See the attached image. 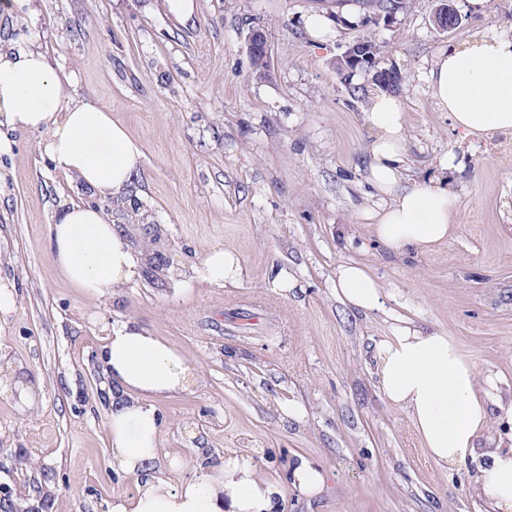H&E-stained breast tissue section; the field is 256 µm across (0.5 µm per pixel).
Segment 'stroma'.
<instances>
[{
  "label": "stroma",
  "mask_w": 512,
  "mask_h": 512,
  "mask_svg": "<svg viewBox=\"0 0 512 512\" xmlns=\"http://www.w3.org/2000/svg\"><path fill=\"white\" fill-rule=\"evenodd\" d=\"M195 2L185 22L165 0H25L22 15L0 13L1 51H41L74 77L78 100L109 105L144 149L131 189L108 198L54 168L40 134L11 133L0 155V284L16 297L0 351L39 390L30 410L0 393V483L35 502L31 480L49 474L44 512H107L134 491L112 467L101 360L112 324L130 320L198 369L196 384L156 403L160 472L172 482L228 450L269 478L301 455L330 477L312 497L288 489L279 512H493L477 478L484 451L512 448V138H462L425 73L471 34L512 35V0H461L462 24L447 33L433 25L434 0H409L388 26L364 23L355 0ZM312 15L328 19L324 37L308 29ZM256 25L271 48L262 80L245 47ZM359 37L405 77L408 177H433L447 154L464 165L448 184L456 233L434 250L395 255L368 232L377 199L362 114L377 88L335 65ZM67 202L107 209L141 255L120 295L91 299L53 265L47 227ZM214 248L239 255L237 285L194 278ZM349 261L383 285V311L337 298L336 269ZM281 268L294 288L274 286ZM402 317L449 336L493 379L478 452L459 467L436 464L379 388L377 347ZM288 402L302 419L282 414Z\"/></svg>",
  "instance_id": "stroma-1"
}]
</instances>
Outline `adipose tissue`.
Listing matches in <instances>:
<instances>
[{
	"label": "adipose tissue",
	"instance_id": "1",
	"mask_svg": "<svg viewBox=\"0 0 512 512\" xmlns=\"http://www.w3.org/2000/svg\"><path fill=\"white\" fill-rule=\"evenodd\" d=\"M425 81L462 137L512 135V38L473 35L449 45ZM73 85L38 50L0 54V126L41 134L42 150L55 168L100 196L119 194L138 175L142 146L113 119L109 106L75 100ZM363 121L373 133L368 181L379 196L374 237L397 254L445 243L457 218L455 199L441 179L404 183L407 128L399 98L375 95ZM49 234L53 264L88 297L119 294L140 275V259L99 207L66 205ZM198 274L219 288L232 285L241 274L240 260L232 251L215 249ZM335 288L356 309L384 307L382 285L359 263L337 267ZM101 357L112 381V465L138 478L134 492L113 497L109 512H277L288 488L308 496L324 488L326 471L307 458L297 457L285 481L271 483L239 453L225 454L220 464L172 486L155 473L162 426L155 402L187 390L198 378L196 368L170 344L124 321L113 324ZM377 359L382 393L409 412L429 457L447 467L465 463L488 410L477 370L455 342L405 322L379 345ZM478 490L493 512H512V449L488 452Z\"/></svg>",
	"mask_w": 512,
	"mask_h": 512
}]
</instances>
